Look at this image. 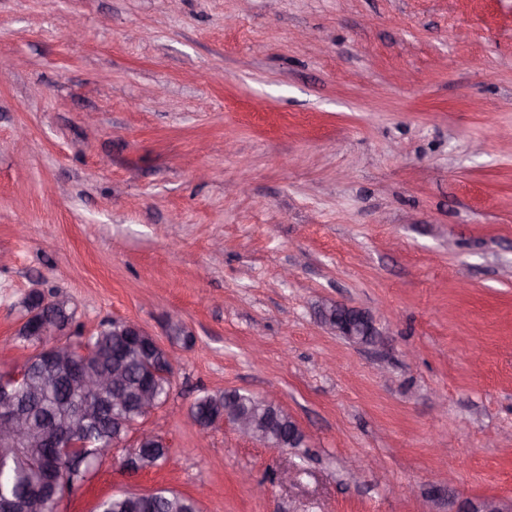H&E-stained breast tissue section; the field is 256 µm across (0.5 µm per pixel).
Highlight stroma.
<instances>
[{"label":"stroma","mask_w":512,"mask_h":512,"mask_svg":"<svg viewBox=\"0 0 512 512\" xmlns=\"http://www.w3.org/2000/svg\"><path fill=\"white\" fill-rule=\"evenodd\" d=\"M33 289L71 297V342L121 318L176 352L141 423L167 461L114 448L58 512L512 500V0H0V374ZM231 390L304 444L199 439ZM320 319L337 335L359 345L376 343L379 332L373 317L364 311L340 303H325L320 309ZM253 409V403L248 394L237 391L224 392L221 396L204 394L198 397L190 409V413L202 420H210L212 417L224 412V408ZM152 442H161L163 445H165V442L159 435L141 429L137 431L133 445L128 449L127 456L124 460L123 465L127 471H143V469L136 471L134 467L136 457L142 448H144L141 452L143 460L141 464L142 468H157L163 464L167 458L168 450L167 448H147V445ZM97 512H198L190 496L160 489L148 497H109L97 506Z\"/></svg>","instance_id":"stroma-1"}]
</instances>
